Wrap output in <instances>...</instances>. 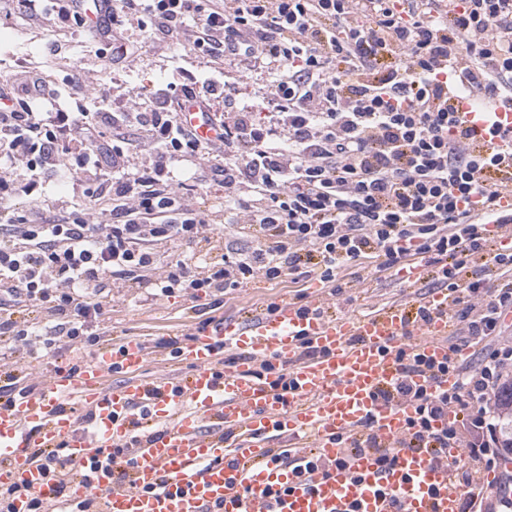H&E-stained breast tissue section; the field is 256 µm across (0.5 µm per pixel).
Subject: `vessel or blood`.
<instances>
[{
    "label": "vessel or blood",
    "mask_w": 512,
    "mask_h": 512,
    "mask_svg": "<svg viewBox=\"0 0 512 512\" xmlns=\"http://www.w3.org/2000/svg\"><path fill=\"white\" fill-rule=\"evenodd\" d=\"M449 89L463 130L488 148L502 146L512 131V106L493 109L457 84ZM447 335L448 291L437 288L418 306L338 318L281 301L270 315L222 320L183 345L180 359L192 370L176 382L140 379L148 357L141 339L101 345L77 373L52 369L40 391L0 407V459L8 462L0 485L28 486L53 512H79L93 483L109 490L100 512H460L451 468L426 450H403L384 471L368 451L347 467L335 464L326 478L292 471L304 448L335 463L345 454L337 437L354 438L368 424L380 441L399 436L412 410L380 397L401 376L397 353L445 361ZM304 338L314 355L305 354ZM223 348L235 351L234 365L219 366ZM268 358L290 376L288 393L254 377ZM115 364L126 380L105 384ZM72 402L89 411L90 422L70 414ZM143 415L152 430L137 446L133 486L114 485L103 451L126 443ZM61 441L89 475L62 495L29 458L31 449ZM393 490L401 492L399 502H392Z\"/></svg>",
    "instance_id": "1"
}]
</instances>
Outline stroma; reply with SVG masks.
I'll return each instance as SVG.
<instances>
[{
    "label": "stroma",
    "mask_w": 512,
    "mask_h": 512,
    "mask_svg": "<svg viewBox=\"0 0 512 512\" xmlns=\"http://www.w3.org/2000/svg\"><path fill=\"white\" fill-rule=\"evenodd\" d=\"M9 38L22 51V58L9 61L8 72L26 70L31 75L46 78L50 88L58 92L59 103L67 111L75 112L86 105L84 89L69 84L70 75L94 64L99 98L111 99L112 83L116 80L133 81L142 97H149L156 89L176 79L184 69L200 70V57L180 45L158 49L150 37L138 40V59L127 69L113 66L111 57L99 56L97 46L82 32L74 33L64 42H56L50 29L39 20L0 12V38ZM363 279L361 287L342 286L336 297L320 294L318 302L329 315H342L359 305L381 310L393 305L416 303L431 287L430 282L414 286L399 284L395 271H377L366 264L358 270ZM300 287L290 279L278 282H260L246 288L230 291L218 317L244 320L266 310L268 304L294 299ZM111 311L101 319V325L112 339L124 336H152L185 340L194 323L201 320V310L186 297H172L153 303L142 302L136 291L117 288L113 291Z\"/></svg>",
    "instance_id": "1"
}]
</instances>
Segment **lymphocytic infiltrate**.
<instances>
[{"mask_svg":"<svg viewBox=\"0 0 512 512\" xmlns=\"http://www.w3.org/2000/svg\"><path fill=\"white\" fill-rule=\"evenodd\" d=\"M13 8L50 21L59 37L103 38L127 65L134 33L176 42L214 76L183 74L147 100L117 88L104 113L38 111V79L0 78V342L29 362L0 374V395L40 390L46 375L31 361L59 343L93 351L113 285L201 299L214 311L227 291L286 275L317 277L334 296L355 263L390 270L416 255L460 303L466 341L444 362L409 358L383 395L412 406L409 434L370 447L382 469L402 448L463 449L466 465H451L461 512H512V494L482 480L512 444L497 423L512 410V340L501 324L512 312V253L483 228L512 195V152L451 134L458 118L446 80L455 73L467 95L512 103V0H467L461 12L455 0H112L93 24L81 0ZM242 73L260 77L257 103L237 97ZM215 100L223 112L212 111ZM190 103L201 123L218 125L215 140L185 124ZM185 159L217 176L225 223L255 246L199 264L171 258L172 242L212 241L201 193L173 175ZM67 172L85 208L55 218L17 207L16 194ZM417 374L458 383L434 397Z\"/></svg>","mask_w":512,"mask_h":512,"instance_id":"lymphocytic-infiltrate-1","label":"lymphocytic infiltrate"}]
</instances>
